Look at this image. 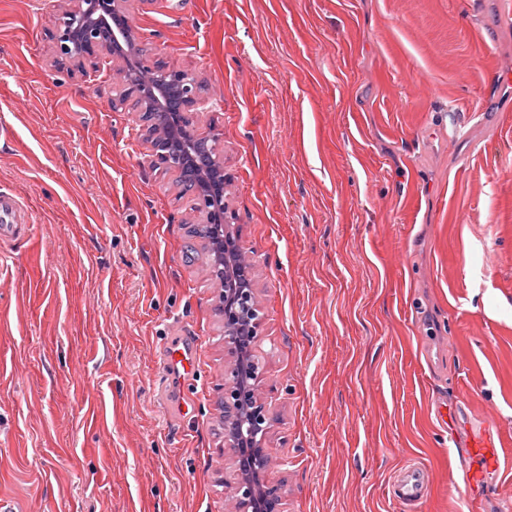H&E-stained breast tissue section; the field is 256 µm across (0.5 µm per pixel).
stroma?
Listing matches in <instances>:
<instances>
[{"label":"stroma","instance_id":"stroma-1","mask_svg":"<svg viewBox=\"0 0 512 512\" xmlns=\"http://www.w3.org/2000/svg\"><path fill=\"white\" fill-rule=\"evenodd\" d=\"M497 0H133L152 60L217 105L233 230L253 262L261 481L283 512H469L453 395L512 453V57ZM71 0H0V499L18 512H229L224 318L179 174L154 167L121 61L60 64ZM487 122L449 147V105ZM493 266H485V257ZM177 337L199 371L161 373ZM28 206L14 193L0 192V237L20 235L27 222ZM388 491L391 498L400 503L418 505L429 493L427 474L419 466L406 467L397 475Z\"/></svg>","mask_w":512,"mask_h":512}]
</instances>
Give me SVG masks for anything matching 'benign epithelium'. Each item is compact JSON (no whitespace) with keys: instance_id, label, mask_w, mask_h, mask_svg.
<instances>
[{"instance_id":"7a95c632","label":"benign epithelium","mask_w":512,"mask_h":512,"mask_svg":"<svg viewBox=\"0 0 512 512\" xmlns=\"http://www.w3.org/2000/svg\"><path fill=\"white\" fill-rule=\"evenodd\" d=\"M129 0H77V5L58 18L55 29L56 49L64 60L84 68L95 65L104 54L123 60V76L132 81L147 70L155 69L140 56L135 32L129 21ZM198 80L188 71L171 76L163 72L147 86V107L177 110L170 120L175 136L187 132V113L203 108L209 99L197 91ZM196 210L202 223L224 230V237L214 240L215 249L224 253V349L231 360L224 366V447L237 453L236 477L231 512H281L282 496L278 488L264 486L256 479L266 466V440L269 418L259 395L263 373L250 360L252 348L260 335L262 318L254 289L242 287L249 278L253 262L239 260L242 253L231 230L232 216L224 198L229 185L213 174L190 173Z\"/></svg>"}]
</instances>
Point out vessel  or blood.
I'll return each instance as SVG.
<instances>
[{"instance_id": "b4317fda", "label": "vessel or blood", "mask_w": 512, "mask_h": 512, "mask_svg": "<svg viewBox=\"0 0 512 512\" xmlns=\"http://www.w3.org/2000/svg\"><path fill=\"white\" fill-rule=\"evenodd\" d=\"M481 113L449 112L448 143L456 145L470 136L474 126L482 124ZM28 207L14 193H0V237L21 234L27 222ZM165 376L177 383H185L196 370L195 352L183 341H171L164 358ZM450 418L460 422L466 432L463 454L462 480L472 500L485 501L492 494L494 481L500 474V457L490 443L494 423L482 417L469 416L459 402L448 406ZM429 493V480L423 468L409 466L402 470L389 487L392 499L406 504H420Z\"/></svg>"}]
</instances>
